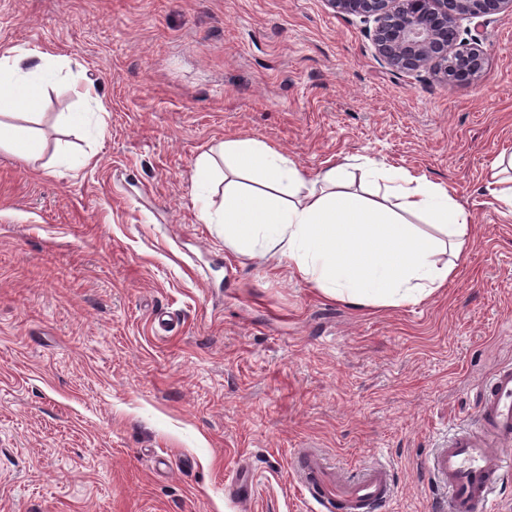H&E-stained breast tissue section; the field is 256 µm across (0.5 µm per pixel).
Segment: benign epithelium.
Returning <instances> with one entry per match:
<instances>
[{"mask_svg":"<svg viewBox=\"0 0 512 512\" xmlns=\"http://www.w3.org/2000/svg\"><path fill=\"white\" fill-rule=\"evenodd\" d=\"M336 12L374 21L366 29L376 53L391 66L427 70L446 85L474 81L485 63L481 18L512 14V0H327ZM474 29L462 27L463 21ZM476 34H471V31Z\"/></svg>","mask_w":512,"mask_h":512,"instance_id":"benign-epithelium-1","label":"benign epithelium"}]
</instances>
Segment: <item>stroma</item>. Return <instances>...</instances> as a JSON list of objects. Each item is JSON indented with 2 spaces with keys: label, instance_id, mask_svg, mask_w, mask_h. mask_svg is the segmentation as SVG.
Here are the masks:
<instances>
[{
  "label": "stroma",
  "instance_id": "1",
  "mask_svg": "<svg viewBox=\"0 0 512 512\" xmlns=\"http://www.w3.org/2000/svg\"><path fill=\"white\" fill-rule=\"evenodd\" d=\"M482 39L478 81L448 88L326 0H0V52L82 66L31 106L39 163L0 150V512H310L301 448L387 463L386 512H436L427 458L512 363V213L488 190L512 154V15ZM89 86L96 132L60 161L56 119ZM231 138L312 175L365 157L448 185L472 219L455 275L361 308L234 257L191 180Z\"/></svg>",
  "mask_w": 512,
  "mask_h": 512
}]
</instances>
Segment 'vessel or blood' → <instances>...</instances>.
Instances as JSON below:
<instances>
[{
  "mask_svg": "<svg viewBox=\"0 0 512 512\" xmlns=\"http://www.w3.org/2000/svg\"><path fill=\"white\" fill-rule=\"evenodd\" d=\"M293 467L318 512H384L393 477L383 463L356 472L333 465L316 448H302ZM441 492L440 512H486L506 474L512 473V364L481 386L478 422L458 428L427 461Z\"/></svg>",
  "mask_w": 512,
  "mask_h": 512,
  "instance_id": "b4317fda",
  "label": "vessel or blood"
}]
</instances>
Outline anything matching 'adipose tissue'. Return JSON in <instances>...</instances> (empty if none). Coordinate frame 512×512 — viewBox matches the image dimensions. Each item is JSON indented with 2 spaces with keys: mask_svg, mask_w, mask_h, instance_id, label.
<instances>
[{
  "mask_svg": "<svg viewBox=\"0 0 512 512\" xmlns=\"http://www.w3.org/2000/svg\"><path fill=\"white\" fill-rule=\"evenodd\" d=\"M67 64L49 52L0 54V149L38 160L43 142L11 123L17 104L61 80ZM198 217L224 227L241 257L266 255L328 298L358 307L416 304L447 285L471 216L444 184L372 160L307 175L254 139H230L197 156Z\"/></svg>",
  "mask_w": 512,
  "mask_h": 512,
  "instance_id": "1",
  "label": "adipose tissue"
}]
</instances>
